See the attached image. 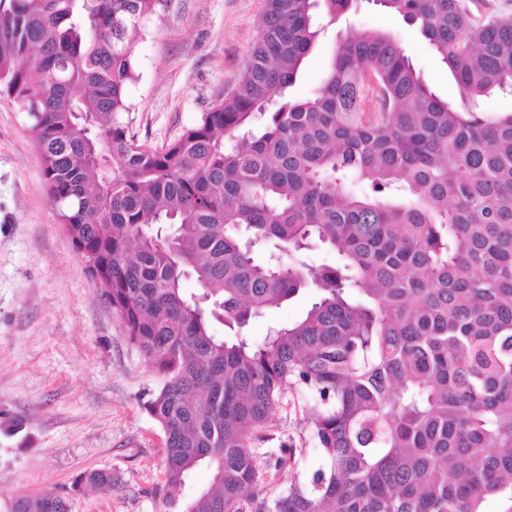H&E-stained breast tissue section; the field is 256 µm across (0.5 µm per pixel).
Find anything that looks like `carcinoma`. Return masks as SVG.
<instances>
[{
	"label": "carcinoma",
	"instance_id": "carcinoma-1",
	"mask_svg": "<svg viewBox=\"0 0 512 512\" xmlns=\"http://www.w3.org/2000/svg\"><path fill=\"white\" fill-rule=\"evenodd\" d=\"M167 0H0V92L30 119L47 192L127 339L160 379L168 512H485L512 502V16L475 0H374L418 27L455 107L383 31L347 30L291 100L323 26L359 0H266L240 82L160 150L129 133L146 19ZM319 243L336 263L302 253ZM193 278L199 294H186ZM309 288L261 343L243 329ZM235 332L226 340L213 322ZM321 453L277 448L287 395ZM110 487L112 472L77 487ZM0 512H72L0 493Z\"/></svg>",
	"mask_w": 512,
	"mask_h": 512
}]
</instances>
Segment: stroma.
Wrapping results in <instances>:
<instances>
[{"label": "stroma", "instance_id": "1", "mask_svg": "<svg viewBox=\"0 0 512 512\" xmlns=\"http://www.w3.org/2000/svg\"><path fill=\"white\" fill-rule=\"evenodd\" d=\"M265 0H168L134 48L137 79L125 120L139 142L161 148L196 125L244 73ZM391 34L425 82L458 103L455 81L417 26L364 5L329 26L308 55L292 99L312 97L345 25ZM159 385L129 344L56 218L28 118L0 95V491L72 493L73 512H158L165 436L143 404ZM105 490L72 492L93 470Z\"/></svg>", "mask_w": 512, "mask_h": 512}]
</instances>
